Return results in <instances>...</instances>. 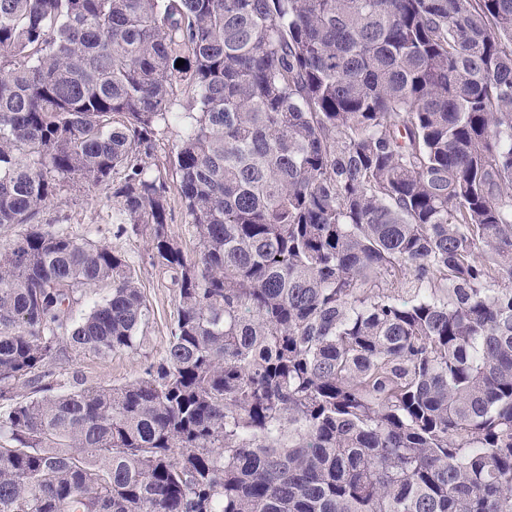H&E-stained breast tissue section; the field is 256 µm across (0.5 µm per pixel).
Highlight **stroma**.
I'll use <instances>...</instances> for the list:
<instances>
[{
	"mask_svg": "<svg viewBox=\"0 0 512 512\" xmlns=\"http://www.w3.org/2000/svg\"><path fill=\"white\" fill-rule=\"evenodd\" d=\"M180 135L172 126L156 143L150 160L153 175L163 178L168 186V222L172 236L186 253H194L196 240L190 217L168 158ZM41 223L53 224L79 238H90L112 245L129 257L149 306V317L138 333L134 350L120 352L102 360L93 356L80 357L49 365L48 370L58 380L81 379L83 385H120L139 376L157 361L167 348L176 309L175 290L169 273L153 265L141 238L121 232L114 220V208L106 190L68 192L44 209Z\"/></svg>",
	"mask_w": 512,
	"mask_h": 512,
	"instance_id": "obj_1",
	"label": "stroma"
}]
</instances>
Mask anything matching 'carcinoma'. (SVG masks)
<instances>
[{
  "mask_svg": "<svg viewBox=\"0 0 512 512\" xmlns=\"http://www.w3.org/2000/svg\"><path fill=\"white\" fill-rule=\"evenodd\" d=\"M71 187L177 295L143 374L59 392L149 314L39 223ZM4 224L0 512H512V0H0ZM180 129L171 126L156 142L154 155L149 159L153 175L163 178L168 186V222L172 236L180 243L183 250L193 255L196 250V240L191 226V220L185 208L183 199L172 168L168 163L169 155L178 143Z\"/></svg>",
  "mask_w": 512,
  "mask_h": 512,
  "instance_id": "carcinoma-1",
  "label": "carcinoma"
}]
</instances>
